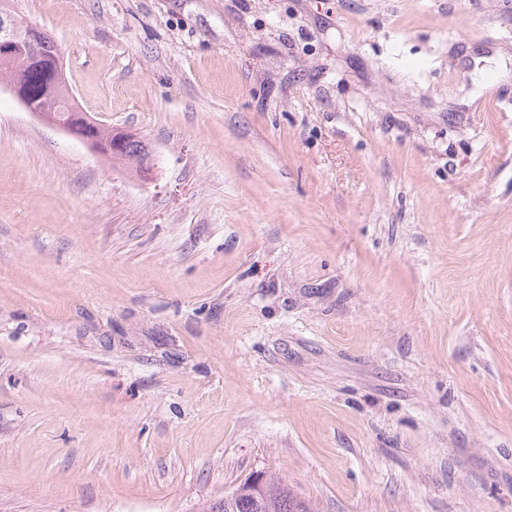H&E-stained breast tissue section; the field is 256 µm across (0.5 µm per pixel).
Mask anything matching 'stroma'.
<instances>
[{
	"mask_svg": "<svg viewBox=\"0 0 512 512\" xmlns=\"http://www.w3.org/2000/svg\"><path fill=\"white\" fill-rule=\"evenodd\" d=\"M13 7L157 168L0 89V512H512V0ZM260 484L266 488L262 476H254L251 481L244 480L231 495L224 500L204 506L201 512H312L308 501L298 497L297 493L284 481H270L264 494L254 492L248 484Z\"/></svg>",
	"mask_w": 512,
	"mask_h": 512,
	"instance_id": "stroma-1",
	"label": "stroma"
}]
</instances>
